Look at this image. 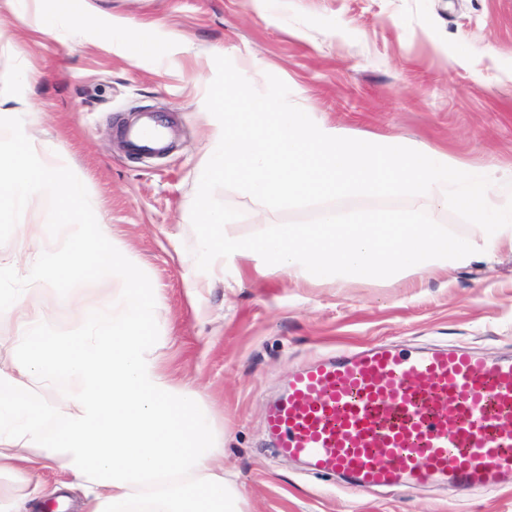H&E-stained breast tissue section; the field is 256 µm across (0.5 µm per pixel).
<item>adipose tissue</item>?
I'll use <instances>...</instances> for the list:
<instances>
[{"label": "adipose tissue", "instance_id": "obj_1", "mask_svg": "<svg viewBox=\"0 0 512 512\" xmlns=\"http://www.w3.org/2000/svg\"><path fill=\"white\" fill-rule=\"evenodd\" d=\"M36 119L25 100H0V223L39 239L45 225L24 223L25 204L50 199L55 213L86 202L80 180L58 185L63 158L37 148ZM69 274L100 273L121 286L99 303L81 306L75 289L58 287L54 249L42 252L33 278L43 298L30 305L16 293L0 296V311L16 315L14 333L0 336L19 356L0 367V512H21L40 499L39 472L51 468L92 490L89 512H249L224 448L201 410V394L174 383L146 345L156 308L130 259L112 244L108 224L66 227ZM80 308L83 332L53 336L44 323ZM39 383L41 392L30 391ZM64 385L71 409L55 412L44 390Z\"/></svg>", "mask_w": 512, "mask_h": 512}]
</instances>
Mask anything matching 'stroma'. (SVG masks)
Listing matches in <instances>:
<instances>
[{
  "label": "stroma",
  "instance_id": "1",
  "mask_svg": "<svg viewBox=\"0 0 512 512\" xmlns=\"http://www.w3.org/2000/svg\"><path fill=\"white\" fill-rule=\"evenodd\" d=\"M73 0L76 29L48 36L26 13L0 10V95L24 93L38 141L69 159L90 201L68 223L110 224L151 289L148 348L175 381L200 391L224 467L251 512H512V487L457 492L447 483L357 490L277 455L266 410L290 372L339 349L393 343L512 356V248L493 261L404 279L310 284L252 265L199 271L190 206L215 128L205 119L214 58L230 57L257 90L281 78L310 117L375 140L394 136L454 155L463 171L494 167L512 197V0ZM164 41L137 61L102 40ZM194 52H184L182 40ZM40 71L30 88L25 66ZM169 129L162 155H137L121 129L141 113ZM36 251L0 227V293L27 287ZM199 288H192V281Z\"/></svg>",
  "mask_w": 512,
  "mask_h": 512
}]
</instances>
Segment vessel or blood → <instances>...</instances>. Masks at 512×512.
<instances>
[{"label": "vessel or blood", "instance_id": "1", "mask_svg": "<svg viewBox=\"0 0 512 512\" xmlns=\"http://www.w3.org/2000/svg\"><path fill=\"white\" fill-rule=\"evenodd\" d=\"M132 150L160 131L127 133ZM265 427L278 454L358 489L424 485L459 490L512 480V357L489 363L461 350L340 351L294 373Z\"/></svg>", "mask_w": 512, "mask_h": 512}]
</instances>
